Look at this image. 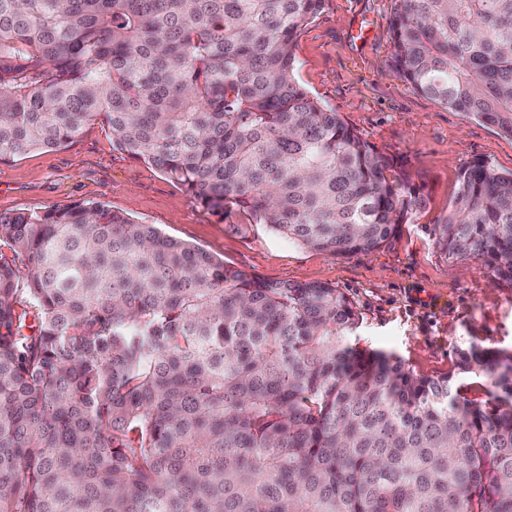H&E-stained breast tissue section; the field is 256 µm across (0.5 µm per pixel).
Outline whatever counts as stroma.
I'll return each instance as SVG.
<instances>
[{"mask_svg":"<svg viewBox=\"0 0 512 512\" xmlns=\"http://www.w3.org/2000/svg\"><path fill=\"white\" fill-rule=\"evenodd\" d=\"M394 7V0H324L294 48L299 83L402 162L419 188L424 204L392 244L336 257L262 224L233 230L161 171L113 148L98 121L66 146L0 162V213L100 201L259 278L330 284L359 314L355 343L394 354L419 376L448 373L457 348L473 343L512 351V282L481 257L451 259L434 242L460 169L483 160L512 171V137L400 78L392 64ZM361 21L367 31L359 42L352 33Z\"/></svg>","mask_w":512,"mask_h":512,"instance_id":"1","label":"stroma"}]
</instances>
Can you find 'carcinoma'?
<instances>
[{
	"mask_svg": "<svg viewBox=\"0 0 512 512\" xmlns=\"http://www.w3.org/2000/svg\"><path fill=\"white\" fill-rule=\"evenodd\" d=\"M397 2L400 77L512 136V0ZM323 4L0 0V161L99 120L239 231L378 250L422 199L298 83ZM434 234L512 281V172L463 167ZM359 321L100 202L0 213V512H512V352L421 377Z\"/></svg>",
	"mask_w": 512,
	"mask_h": 512,
	"instance_id": "obj_1",
	"label": "carcinoma"
}]
</instances>
